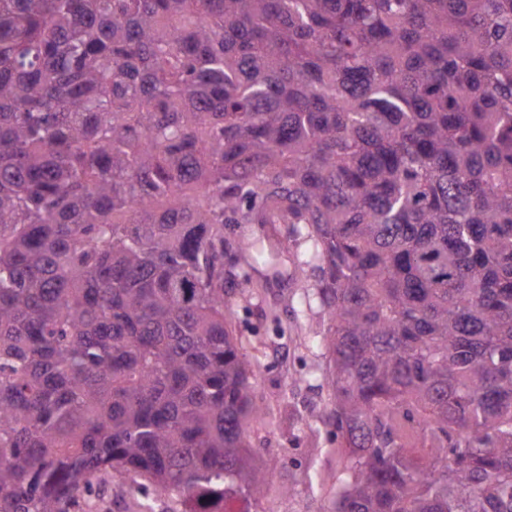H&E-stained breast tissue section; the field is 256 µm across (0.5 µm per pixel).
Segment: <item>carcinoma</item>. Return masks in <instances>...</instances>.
Returning <instances> with one entry per match:
<instances>
[{
    "label": "carcinoma",
    "mask_w": 512,
    "mask_h": 512,
    "mask_svg": "<svg viewBox=\"0 0 512 512\" xmlns=\"http://www.w3.org/2000/svg\"><path fill=\"white\" fill-rule=\"evenodd\" d=\"M226 224L318 273L327 512H512V0H0V512L265 496ZM149 503L153 512L180 509V506L153 493H146L132 478L118 471L105 476L82 502L83 512H138V503Z\"/></svg>",
    "instance_id": "cac0c4a2"
}]
</instances>
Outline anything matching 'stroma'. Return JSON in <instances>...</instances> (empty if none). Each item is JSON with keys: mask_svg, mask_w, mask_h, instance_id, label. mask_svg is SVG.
I'll return each instance as SVG.
<instances>
[{"mask_svg": "<svg viewBox=\"0 0 512 512\" xmlns=\"http://www.w3.org/2000/svg\"><path fill=\"white\" fill-rule=\"evenodd\" d=\"M261 233L279 253L281 276L254 275L249 293L240 296L228 316L235 336L256 357L260 372L252 382L254 399L270 410L268 424L251 430L252 462L270 473L257 512H325L336 488L348 476L347 458L334 455L326 415L331 402L327 384L329 356L319 337L327 316L314 297L313 272L296 273L301 252L289 242L284 226L257 230L228 224L230 242ZM171 512L172 502L141 490L132 478L113 472L82 502L83 512Z\"/></svg>", "mask_w": 512, "mask_h": 512, "instance_id": "stroma-1", "label": "stroma"}]
</instances>
